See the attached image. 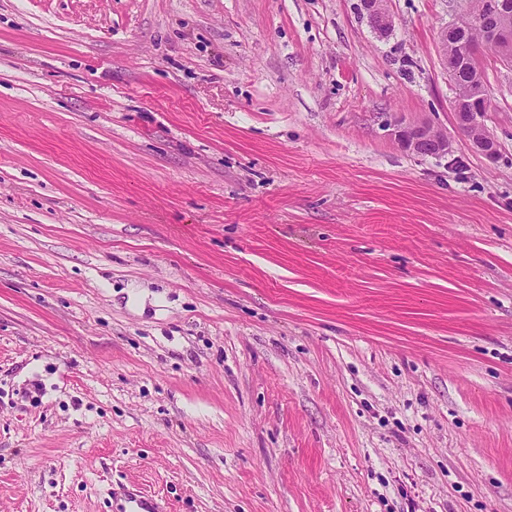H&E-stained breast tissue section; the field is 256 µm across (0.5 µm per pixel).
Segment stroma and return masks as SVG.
I'll return each mask as SVG.
<instances>
[{
    "label": "stroma",
    "instance_id": "obj_1",
    "mask_svg": "<svg viewBox=\"0 0 512 512\" xmlns=\"http://www.w3.org/2000/svg\"><path fill=\"white\" fill-rule=\"evenodd\" d=\"M360 2L0 0V512H512V67ZM367 5L363 4V16L366 18L369 26L378 34L385 35L393 27V18L391 13L385 7L382 0H365ZM503 1L510 2L508 17L512 22V0ZM503 1L485 0V11L489 14H499L502 11ZM468 2L469 8L466 13L476 23L473 32L460 33L453 39L448 37L459 31L460 28L469 26L471 21L468 18H462L459 22L443 28L439 37L445 69L453 83L456 79L458 67L451 64L448 55H445V43L448 44L449 55L462 56V53L465 52L471 57L476 56L480 46L484 45L481 39L482 32L494 27L499 21L498 17L486 14L482 7L483 0H469ZM482 73H478L471 82L470 65L464 59L463 65L458 70L457 81L454 84L456 95H465L471 82L470 89L465 98H455L453 112L456 128L467 135L470 146L476 152L492 160L497 156L496 141L476 121V117L483 112H465L475 110L477 107L484 112H488V97ZM395 137L402 141L404 147L418 153H443L448 151V137L438 133L430 127L399 126Z\"/></svg>",
    "mask_w": 512,
    "mask_h": 512
}]
</instances>
